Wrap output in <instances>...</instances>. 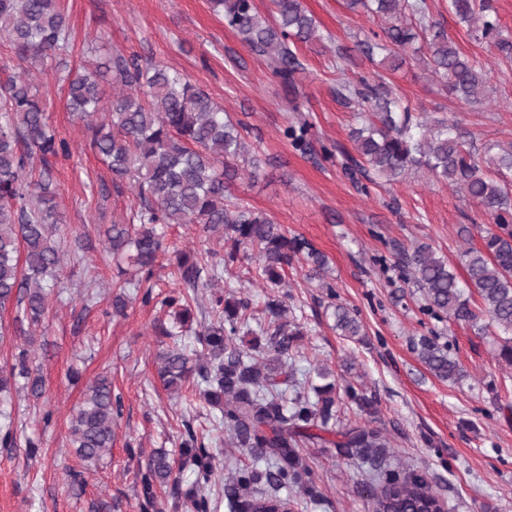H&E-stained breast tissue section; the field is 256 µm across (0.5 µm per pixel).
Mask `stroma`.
<instances>
[{
  "instance_id": "35a3bbf8",
  "label": "stroma",
  "mask_w": 512,
  "mask_h": 512,
  "mask_svg": "<svg viewBox=\"0 0 512 512\" xmlns=\"http://www.w3.org/2000/svg\"><path fill=\"white\" fill-rule=\"evenodd\" d=\"M314 16L321 43L302 45L297 55L306 71L300 94L287 101L278 78L216 15L208 0H66L73 28L65 54L69 68L89 58L96 38L108 49L137 52L164 61L248 124L262 162L256 176H240L234 197L273 215L278 224L329 259L337 302L355 309L366 336H339L325 291L309 276L305 261L285 273L289 315L304 334L292 365L297 380L317 367L332 372L338 386L376 396L369 419L389 439L397 460L426 472L448 512H512V366L499 357L493 331L434 319L421 311L423 298L399 269L388 264L391 242L409 247L426 242L450 265L463 249L481 247L493 219L453 187L425 174L400 183L349 174L354 109L336 97L338 55L353 59L346 78L372 77L378 66L359 51L379 22L345 0H303ZM429 17L488 72L482 104L459 105L413 55L385 77L412 110L456 121L476 149L512 143V51L488 46L448 11V0H427ZM45 103L58 137L70 146L53 170L67 241L91 246L87 263L68 265L63 289L52 293L47 316L35 332L47 344L42 358L45 400L15 398L13 448L0 447V512H88L92 503H113L117 512H142L140 475L158 450L178 449L185 424H192L223 457L226 432L215 429L216 410L200 399L194 384L181 396L166 391L158 376L161 339L158 314L142 304V289H129L124 314L110 315L115 268L99 254L105 230L122 223L134 201L130 190L115 191L112 176L88 145L82 124L72 122L58 75L46 78ZM313 124L314 141L336 146L301 154L283 136L295 114ZM467 236H460L461 227ZM98 274L95 302L84 301L82 283ZM428 337L449 346L464 377L451 384L436 378L420 360L418 343ZM108 375L122 399L115 441L97 464L81 461L68 446L71 414L82 401L86 380ZM40 444L27 456V439ZM320 493L305 512H369L372 487L367 466L339 455L332 445L300 450ZM77 471L80 481L69 473Z\"/></svg>"
}]
</instances>
